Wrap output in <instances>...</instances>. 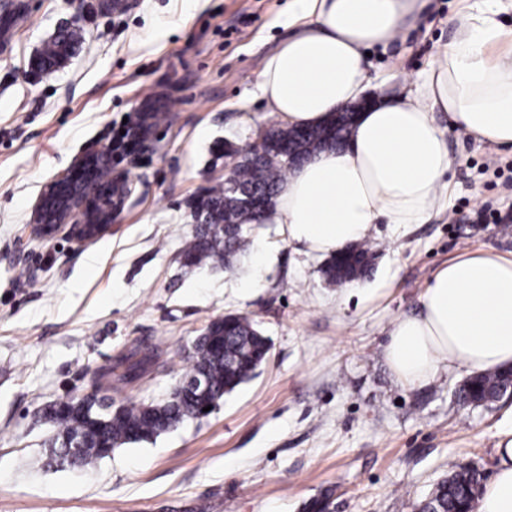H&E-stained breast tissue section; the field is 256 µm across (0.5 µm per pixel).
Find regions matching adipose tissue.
<instances>
[{
  "mask_svg": "<svg viewBox=\"0 0 512 512\" xmlns=\"http://www.w3.org/2000/svg\"><path fill=\"white\" fill-rule=\"evenodd\" d=\"M428 0H294L289 33L253 89L285 127L324 124L371 88L368 53L395 43ZM499 0L464 12L454 37L402 92L362 110L345 147L294 168L261 224H281L288 243L319 256L341 253L374 224H424L448 204V143L437 113L475 141L512 148V52L490 49L512 37ZM423 312L399 319L385 356L403 383L440 370L483 373L512 365V253H464L440 268ZM496 473L479 512H512V425L497 433Z\"/></svg>",
  "mask_w": 512,
  "mask_h": 512,
  "instance_id": "obj_1",
  "label": "adipose tissue"
}]
</instances>
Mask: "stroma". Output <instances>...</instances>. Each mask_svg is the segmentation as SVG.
Returning a JSON list of instances; mask_svg holds the SVG:
<instances>
[{"label":"stroma","instance_id":"1","mask_svg":"<svg viewBox=\"0 0 512 512\" xmlns=\"http://www.w3.org/2000/svg\"><path fill=\"white\" fill-rule=\"evenodd\" d=\"M463 0H429L375 73L427 68L454 35ZM292 0H123L77 12L73 0H30L0 41V512H414L435 483L464 468L493 478L498 428L512 408L466 406L465 372L406 385L384 347L421 312L439 268L474 250L512 252V192L492 169L512 152L448 126L453 192L426 224L374 225L371 271L329 284L323 258L288 246L280 224L255 225L229 270L183 267L189 203L223 182L224 147L247 149L275 126L252 90L288 35ZM80 41L51 72L33 62L61 28ZM166 109L154 150L125 166L131 186L111 234L84 245L34 225L40 194L84 153L106 147L124 117ZM249 117L243 125L241 117ZM494 213L496 223L479 218ZM265 264L255 262L257 250ZM228 313L272 341L255 375L209 416L116 449L90 468L47 459L42 410L94 392L115 401L167 397L192 345ZM154 348L140 378L100 380L120 355Z\"/></svg>","mask_w":512,"mask_h":512}]
</instances>
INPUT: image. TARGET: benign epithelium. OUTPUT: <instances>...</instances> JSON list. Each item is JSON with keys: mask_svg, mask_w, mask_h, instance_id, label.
I'll list each match as a JSON object with an SVG mask.
<instances>
[{"mask_svg": "<svg viewBox=\"0 0 512 512\" xmlns=\"http://www.w3.org/2000/svg\"><path fill=\"white\" fill-rule=\"evenodd\" d=\"M149 114L135 112L124 126L125 134L104 149L88 154L75 163L62 177L50 182L40 197L35 223L45 237L52 236L62 225L77 217L78 229L73 240L80 245L108 234L121 207L131 193L125 172L117 171L110 184L101 187L97 195H85L84 184L92 180L103 164L134 163L150 152L158 130L148 129Z\"/></svg>", "mask_w": 512, "mask_h": 512, "instance_id": "obj_1", "label": "benign epithelium"}]
</instances>
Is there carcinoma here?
Listing matches in <instances>:
<instances>
[{
	"label": "carcinoma",
	"instance_id": "obj_1",
	"mask_svg": "<svg viewBox=\"0 0 512 512\" xmlns=\"http://www.w3.org/2000/svg\"><path fill=\"white\" fill-rule=\"evenodd\" d=\"M56 48L44 56L56 60L59 53L69 54L74 45L71 34L55 41ZM356 113L338 112L323 125L303 129L272 127L262 137L258 150L226 151L236 156L233 186L220 184L195 198L190 207L204 223L182 250L187 268L229 267L238 259L247 242L245 215L252 217L272 206L280 183L296 160L344 145L353 128ZM374 254L364 241L329 258L321 268L330 283L345 285L363 278L372 266ZM270 338L247 316L226 314L212 321L196 339L192 362L181 379L203 378L209 386L205 401L198 402L180 393L159 402L127 400L112 404H81L78 399L54 402L44 411L55 434L50 441L53 456L63 467L79 468L107 458L105 450L148 442L184 423L205 416L202 407L216 409L224 395L249 380L270 352ZM154 353L140 349L119 357L127 365L124 380L143 375L153 364ZM512 394V377L507 371H492L468 377L458 388L457 398L474 406L499 402ZM78 440L79 451L65 452L66 445ZM482 482L479 471H455L437 483L418 512H472Z\"/></svg>",
	"mask_w": 512,
	"mask_h": 512
}]
</instances>
